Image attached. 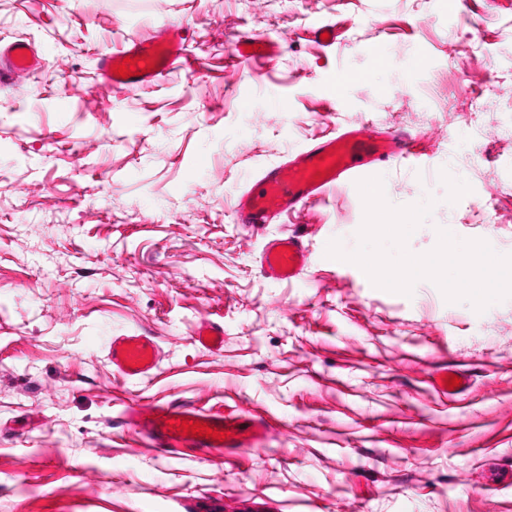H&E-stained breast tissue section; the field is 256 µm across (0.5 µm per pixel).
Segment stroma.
I'll use <instances>...</instances> for the list:
<instances>
[{
    "mask_svg": "<svg viewBox=\"0 0 512 512\" xmlns=\"http://www.w3.org/2000/svg\"><path fill=\"white\" fill-rule=\"evenodd\" d=\"M165 24L193 70L102 78L99 50ZM244 33L277 42L274 64L229 62ZM19 39L43 71L0 88V512H512V298L478 313L328 258L358 245L353 183L260 234L232 221L265 167L369 121L419 139L414 167L381 172L391 204L436 202L412 254L441 228L512 254V0H0V40ZM294 224L308 265L269 280L263 246ZM203 318L221 351L194 342ZM134 332L159 364L131 381L107 342ZM444 366L469 380L450 399ZM158 399L271 433L167 456L120 425ZM193 339L209 351L217 352L224 347V324L202 319L193 331Z\"/></svg>",
    "mask_w": 512,
    "mask_h": 512,
    "instance_id": "stroma-1",
    "label": "stroma"
}]
</instances>
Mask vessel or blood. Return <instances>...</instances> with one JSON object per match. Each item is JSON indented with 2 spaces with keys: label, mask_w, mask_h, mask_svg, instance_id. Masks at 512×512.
<instances>
[{
  "label": "vessel or blood",
  "mask_w": 512,
  "mask_h": 512,
  "mask_svg": "<svg viewBox=\"0 0 512 512\" xmlns=\"http://www.w3.org/2000/svg\"><path fill=\"white\" fill-rule=\"evenodd\" d=\"M181 27L167 25L148 41L128 42L121 50H101L97 58L100 75L113 85L135 89L160 81L170 73L186 69L189 58L184 49ZM259 35H244L234 44L237 59L273 61L274 53L255 49ZM154 60L155 66L128 78L118 77L115 65L123 60ZM41 71V61L24 41L0 44V87L19 78H31ZM418 138L405 129L383 128L370 123L347 124L334 136L312 142L307 148L288 154L279 164L266 167L241 194L233 210L235 223L250 231L280 223L283 216L320 203L330 188L375 176L381 165L411 164L417 161ZM308 261L302 233L292 231L271 239L260 260L262 274L271 280H292L301 275ZM193 339L209 351L224 346V326L202 319ZM108 357L114 371L127 378L150 376L159 364L154 341L142 334L112 337ZM125 426L142 435L157 451L179 455L187 450L221 456L261 447L269 432L265 420L255 414L232 409H203L172 402H134L126 406ZM200 422L213 429V436L184 432L182 422Z\"/></svg>",
  "instance_id": "obj_1"
}]
</instances>
